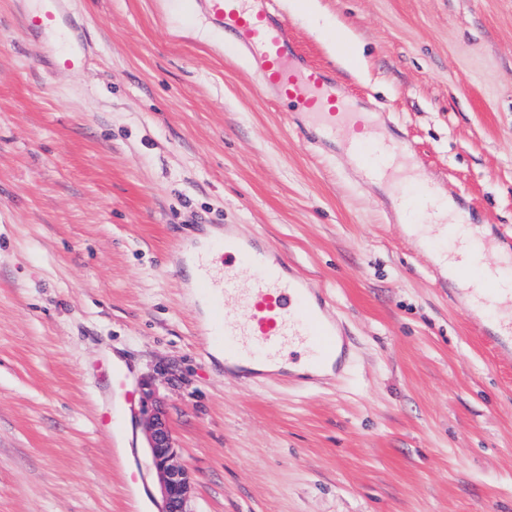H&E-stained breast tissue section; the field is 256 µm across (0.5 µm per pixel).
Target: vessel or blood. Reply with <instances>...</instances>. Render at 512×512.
<instances>
[{"mask_svg":"<svg viewBox=\"0 0 512 512\" xmlns=\"http://www.w3.org/2000/svg\"><path fill=\"white\" fill-rule=\"evenodd\" d=\"M196 10L224 35L229 51L248 59L276 103L296 114L299 139L320 147L342 141L361 160L366 179L382 183L402 201L418 173L417 149L398 133L381 143L378 154L365 146L378 141L363 112L327 66L302 52L287 19L273 0H196ZM67 19L59 0H48L39 14L21 18L24 32L56 30ZM194 270L185 288L204 301L198 323L213 349L224 355V372L244 382L258 379L318 384L339 378L349 357L348 332L330 312L327 292L262 235L246 236L237 225L224 227L222 239L182 248ZM512 268V236H480L468 263L449 274L467 280L483 256ZM236 299L228 309V299ZM470 311L488 312L477 322L479 334L494 347L512 350V293L483 289Z\"/></svg>","mask_w":512,"mask_h":512,"instance_id":"vessel-or-blood-1","label":"vessel or blood"}]
</instances>
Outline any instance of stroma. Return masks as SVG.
Here are the masks:
<instances>
[{"label":"stroma","instance_id":"stroma-1","mask_svg":"<svg viewBox=\"0 0 512 512\" xmlns=\"http://www.w3.org/2000/svg\"><path fill=\"white\" fill-rule=\"evenodd\" d=\"M38 6L0 0V512H144L146 381L194 512H512V353L449 302L386 189L295 137L194 0H65L77 72L57 34H21ZM276 6L442 194L512 235V0ZM227 224L328 289L352 339L337 383L225 375L178 272L186 241ZM107 349L131 373L113 405Z\"/></svg>","mask_w":512,"mask_h":512}]
</instances>
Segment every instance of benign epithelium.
Returning a JSON list of instances; mask_svg holds the SVG:
<instances>
[{"mask_svg":"<svg viewBox=\"0 0 512 512\" xmlns=\"http://www.w3.org/2000/svg\"><path fill=\"white\" fill-rule=\"evenodd\" d=\"M147 438L151 464L160 478L164 512H192L189 504L195 493L193 473L178 462V451L169 430L166 415L156 400L152 387H147Z\"/></svg>","mask_w":512,"mask_h":512,"instance_id":"obj_1","label":"benign epithelium"}]
</instances>
